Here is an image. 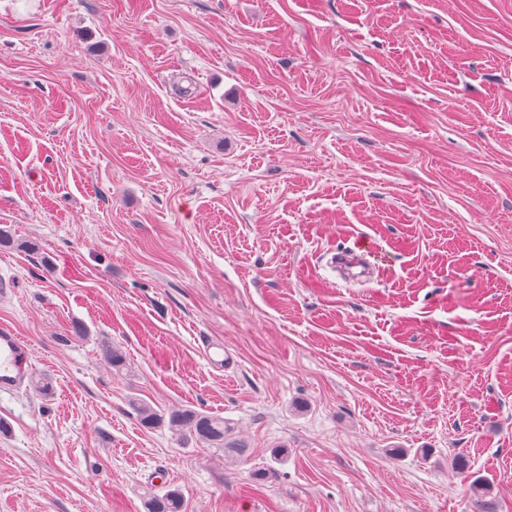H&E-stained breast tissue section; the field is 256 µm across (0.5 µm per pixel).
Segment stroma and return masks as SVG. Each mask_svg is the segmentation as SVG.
Masks as SVG:
<instances>
[{
	"label": "stroma",
	"mask_w": 512,
	"mask_h": 512,
	"mask_svg": "<svg viewBox=\"0 0 512 512\" xmlns=\"http://www.w3.org/2000/svg\"><path fill=\"white\" fill-rule=\"evenodd\" d=\"M5 225L0 512H512V0H0ZM371 248L364 239L354 241V248L348 253L336 255L333 263L346 269L352 278L363 280L369 277L370 268L366 257L371 254ZM33 369L27 341L12 328L0 329V393L20 390ZM130 405L143 426L167 428L179 442L195 441L237 456L245 451L241 445L227 440L229 428L224 425V418L190 408H155L146 400L136 397L130 399ZM183 500L176 490L168 491L162 496H152L148 501V512H182Z\"/></svg>",
	"instance_id": "stroma-1"
}]
</instances>
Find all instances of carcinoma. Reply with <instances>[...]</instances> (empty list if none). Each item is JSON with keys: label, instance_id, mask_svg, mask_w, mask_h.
<instances>
[{"label": "carcinoma", "instance_id": "carcinoma-1", "mask_svg": "<svg viewBox=\"0 0 512 512\" xmlns=\"http://www.w3.org/2000/svg\"><path fill=\"white\" fill-rule=\"evenodd\" d=\"M104 362L115 370L126 366V358L122 350L107 344L102 347ZM130 405L135 411L140 423L147 428H166L182 442L195 441L209 448L223 452L243 455L245 448L227 440L229 428L224 425V419L198 412L190 408L160 409L151 403L133 397ZM183 500L181 494L171 490L161 496L155 495L148 501L147 512H182Z\"/></svg>", "mask_w": 512, "mask_h": 512}]
</instances>
